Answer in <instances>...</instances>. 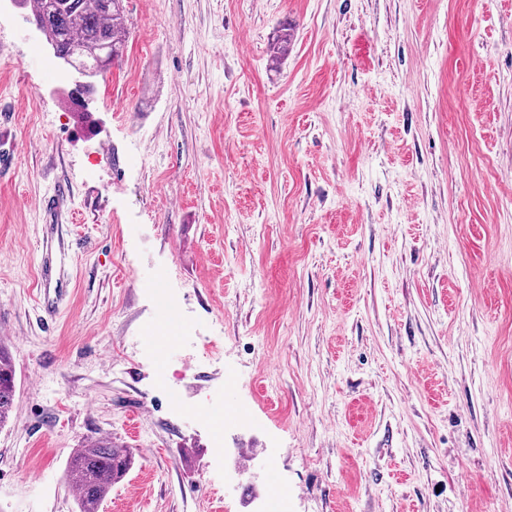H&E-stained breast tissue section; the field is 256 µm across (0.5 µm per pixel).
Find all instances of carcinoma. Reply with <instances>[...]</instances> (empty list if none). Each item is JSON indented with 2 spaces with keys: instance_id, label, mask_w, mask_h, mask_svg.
Instances as JSON below:
<instances>
[{
  "instance_id": "cac0c4a2",
  "label": "carcinoma",
  "mask_w": 512,
  "mask_h": 512,
  "mask_svg": "<svg viewBox=\"0 0 512 512\" xmlns=\"http://www.w3.org/2000/svg\"><path fill=\"white\" fill-rule=\"evenodd\" d=\"M40 23L45 41L57 58L71 57L104 75L119 60L129 32L123 20V0H23ZM15 370L11 356L0 346V426L13 408ZM132 465V453L106 438H91L75 449L68 479L77 484L79 512H100L112 490Z\"/></svg>"
}]
</instances>
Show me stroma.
<instances>
[{"instance_id":"stroma-1","label":"stroma","mask_w":512,"mask_h":512,"mask_svg":"<svg viewBox=\"0 0 512 512\" xmlns=\"http://www.w3.org/2000/svg\"><path fill=\"white\" fill-rule=\"evenodd\" d=\"M124 18L83 115L0 0V512H78L67 462L100 436L135 457L100 512H512V0ZM179 319L176 307L171 302H163L159 307V324L165 328V334L161 335L156 329L150 337L162 342L167 347L171 346L176 336H169V333L178 325ZM15 370L11 356L0 344V426L4 425L13 408Z\"/></svg>"}]
</instances>
